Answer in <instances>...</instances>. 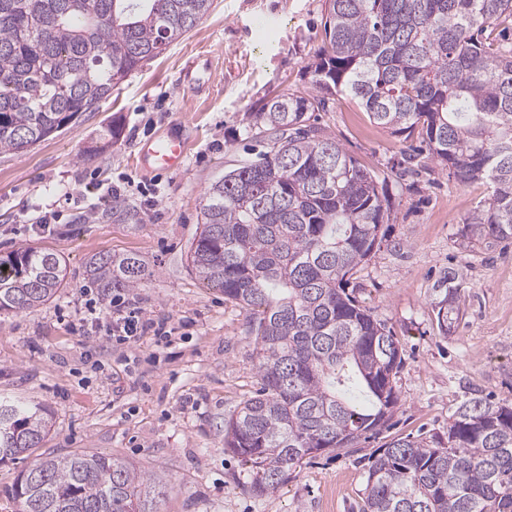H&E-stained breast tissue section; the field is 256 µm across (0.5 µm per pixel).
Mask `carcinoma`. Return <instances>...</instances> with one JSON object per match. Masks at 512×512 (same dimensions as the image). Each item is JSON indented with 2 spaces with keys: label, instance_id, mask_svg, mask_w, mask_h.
Wrapping results in <instances>:
<instances>
[{
  "label": "carcinoma",
  "instance_id": "cac0c4a2",
  "mask_svg": "<svg viewBox=\"0 0 512 512\" xmlns=\"http://www.w3.org/2000/svg\"><path fill=\"white\" fill-rule=\"evenodd\" d=\"M213 0H0V152L22 153L84 112L209 12ZM328 45L312 91L253 116L275 146L210 185L189 269L247 310L258 392L224 420V451L247 490L276 493L301 461L355 448L388 427L398 403L399 342L348 291L380 248L388 199L376 175L310 123L332 97L358 99L394 134L416 132L431 160L491 194L464 221L466 247L512 239V49L482 30L512 0H327ZM88 283L110 294L144 278L135 254H103ZM65 260L33 247L0 258V311L48 302ZM434 289L446 334L464 304L463 273ZM40 405L0 401V463L40 448ZM153 478L103 454L43 452L12 486L21 512H153ZM362 512H512V406L460 404L448 437H398L368 457Z\"/></svg>",
  "mask_w": 512,
  "mask_h": 512
}]
</instances>
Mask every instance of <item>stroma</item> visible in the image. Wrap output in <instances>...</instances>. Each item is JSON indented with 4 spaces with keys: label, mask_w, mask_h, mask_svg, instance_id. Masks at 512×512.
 I'll use <instances>...</instances> for the list:
<instances>
[{
    "label": "stroma",
    "mask_w": 512,
    "mask_h": 512,
    "mask_svg": "<svg viewBox=\"0 0 512 512\" xmlns=\"http://www.w3.org/2000/svg\"><path fill=\"white\" fill-rule=\"evenodd\" d=\"M326 16V0H214L194 29L97 111L25 152L0 154V256L35 247L68 266L50 301L0 313V398L50 410L44 450L107 454L153 474L154 512H360L365 460L377 448L395 437L446 434L454 410L477 394L512 405V240L468 251L462 238L488 184H460L433 163L410 174L418 135L391 133L339 94L313 118L378 176L390 204L382 245L352 286L400 344L392 425L359 447L304 459L263 498L246 491V467L224 450L225 418L259 387L254 337L247 311L190 271L187 250L207 188L273 147V134L250 113L309 87L310 65L327 44ZM115 118L123 137L101 147ZM166 133L188 140L184 166L139 170V144ZM116 204L132 219L115 220ZM52 211L56 219L40 229ZM103 253L143 260L132 295L167 323L171 344L149 334L131 348L82 341L76 304L87 296L103 308L109 302L85 280L86 264ZM452 266L466 276L465 306L445 335L430 303Z\"/></svg>",
    "instance_id": "obj_1"
}]
</instances>
